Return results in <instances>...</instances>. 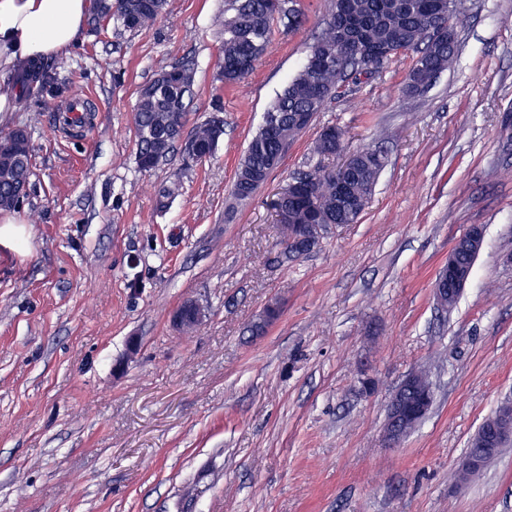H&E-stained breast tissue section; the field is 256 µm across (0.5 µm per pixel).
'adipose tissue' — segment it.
Here are the masks:
<instances>
[{
  "instance_id": "obj_1",
  "label": "adipose tissue",
  "mask_w": 512,
  "mask_h": 512,
  "mask_svg": "<svg viewBox=\"0 0 512 512\" xmlns=\"http://www.w3.org/2000/svg\"><path fill=\"white\" fill-rule=\"evenodd\" d=\"M90 13V0H0V114L17 111L24 72L77 44Z\"/></svg>"
}]
</instances>
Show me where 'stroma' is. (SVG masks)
Listing matches in <instances>:
<instances>
[{
    "label": "stroma",
    "mask_w": 512,
    "mask_h": 512,
    "mask_svg": "<svg viewBox=\"0 0 512 512\" xmlns=\"http://www.w3.org/2000/svg\"><path fill=\"white\" fill-rule=\"evenodd\" d=\"M329 4L301 0L304 28L274 23L229 87L225 0H167L152 27L86 29L52 61L58 110L33 93L9 113L32 175L12 212L29 238L0 246V512H512V445L478 479L455 477L512 399V0H462L457 60L425 97L401 91L413 56L389 62L229 211L247 144ZM178 63L195 73L187 128L218 113L224 137L210 159L178 148L145 171L134 107ZM77 96L94 107L83 128L65 112ZM328 123L344 156L378 146L385 167L358 223L291 259L273 203ZM473 225L472 279L441 309L436 274ZM189 299L208 314L182 333L171 317ZM272 302L277 321L251 335ZM417 371L434 404L390 445L388 403ZM484 442L485 439L483 437V432L481 429H479L475 437L472 439L469 448H467V451L458 466L457 474L460 481L471 480L474 477L480 475L484 470L485 467H474L471 465L464 466L465 460L483 450L482 447L484 446Z\"/></svg>",
    "instance_id": "obj_1"
}]
</instances>
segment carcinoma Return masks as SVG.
<instances>
[{
  "instance_id": "1",
  "label": "carcinoma",
  "mask_w": 512,
  "mask_h": 512,
  "mask_svg": "<svg viewBox=\"0 0 512 512\" xmlns=\"http://www.w3.org/2000/svg\"><path fill=\"white\" fill-rule=\"evenodd\" d=\"M232 15L224 19V41L220 51V75L225 83L239 85L254 71L266 51L273 23L287 21L293 31L306 23L298 0H229ZM340 0H331V13L316 40L308 48L306 59L266 109L263 123L251 137L235 173L232 196L238 203L253 199L269 175L278 167L284 147L293 144L308 129L307 119H316L330 100L340 96L348 83L358 84L369 73L373 60L359 51V38L349 30L339 11ZM166 0H120L117 12H109L108 3L98 0L92 21H113L116 28L139 31L153 25L162 14ZM432 0H349V10L363 22L362 39L377 45L398 42L402 54L416 55L414 71L423 63L443 73L456 61V38L434 41L429 33L440 24L456 26L457 0H445L444 14L431 8ZM178 76L169 78L164 70L141 89L134 111L138 162L151 169L166 160L182 140L184 114L194 95V75L186 64L176 65ZM50 81L41 66H35L20 78L21 93L36 87L44 91ZM335 124L321 127L314 156L315 163L292 175L305 189L304 198L288 205L281 236L288 235L290 224H312L317 235L330 224H355L364 212L373 188L384 168V155L373 148L359 151L360 167L352 178L350 193L358 201L355 209L342 208L336 193V171L323 160L335 154ZM224 137V119L214 116L198 125L187 139L185 155L195 161L210 157ZM31 147L23 128L0 129V209L19 203L16 191L29 184ZM457 268L473 273L477 259L472 246L461 243L454 249ZM430 388L426 375L413 377L406 401L413 403Z\"/></svg>"
}]
</instances>
